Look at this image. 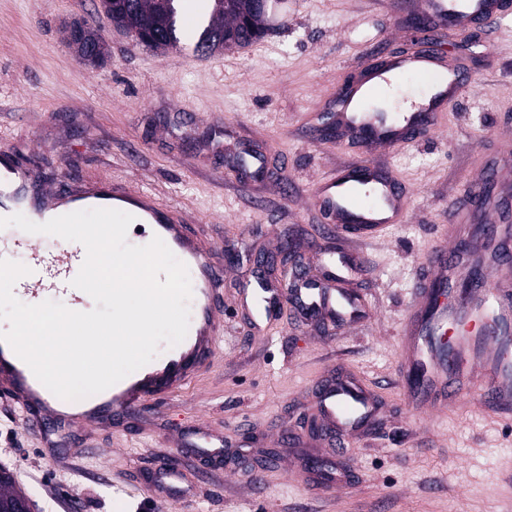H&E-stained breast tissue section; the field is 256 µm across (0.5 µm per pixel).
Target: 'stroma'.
Listing matches in <instances>:
<instances>
[{"label": "stroma", "instance_id": "35a3bbf8", "mask_svg": "<svg viewBox=\"0 0 512 512\" xmlns=\"http://www.w3.org/2000/svg\"><path fill=\"white\" fill-rule=\"evenodd\" d=\"M98 4L0 0V143L40 187L123 179L180 205L222 252L226 330L213 365L175 397L148 402L146 423L97 430L102 457L54 461L0 407V466L36 512H144L155 472L173 458L195 497L165 512H512V489L496 479L512 469V421L470 406L419 420L402 401L397 336L456 199L512 132V27L438 29L446 65L465 69L469 84L447 104L442 131L373 156L410 191L404 221L359 248L357 286L373 317L324 337L285 307L259 334L238 302L258 270L254 256L290 242L308 265L316 247L343 246L310 197L320 176L363 150L328 136L317 117L365 67L419 48L412 15L391 0H278L264 39L200 57L141 47L111 29ZM82 17L108 39L101 68L80 64L62 38L63 23ZM240 150L259 157V176L237 171ZM329 367L364 379L386 412L354 441L346 460L356 482L337 493L257 466L263 448L244 447L245 435L296 428ZM200 420L242 453L237 475H202L194 450L175 447Z\"/></svg>", "mask_w": 512, "mask_h": 512}]
</instances>
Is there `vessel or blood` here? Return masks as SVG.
<instances>
[{
  "label": "vessel or blood",
  "mask_w": 512,
  "mask_h": 512,
  "mask_svg": "<svg viewBox=\"0 0 512 512\" xmlns=\"http://www.w3.org/2000/svg\"><path fill=\"white\" fill-rule=\"evenodd\" d=\"M428 29L478 22L498 23L512 17V0H425L422 13ZM415 74L433 84L432 92L414 111L394 120L373 111L371 102L387 75ZM468 84L467 76L447 68L435 48L396 54L371 67L336 96L327 118L339 139L369 146L396 148L416 136L437 133L444 106ZM30 176L18 167L8 147H0V216L24 214L44 223L71 212L108 208L130 213L137 227L160 237L181 255L191 274L193 314L180 345L98 393L94 398L68 401L48 390L6 342L0 341V398L19 407V427L43 447L56 449L64 435L87 424L120 426L141 413L151 400L173 397L210 365L224 337V268L216 261L218 248L193 232L180 206L162 204L152 193L113 182L105 188L89 184L33 196ZM409 190L388 170L369 160L352 161L319 178L313 202L326 226L345 246L340 255L322 254L316 275L295 278L285 290L267 281L247 284L244 294L253 306V328L264 330L282 305H289L305 323L332 333L367 322L373 315L349 283L357 268V244L380 237L401 222ZM486 203L483 183L462 197L455 222L442 232L445 241L428 263V272L414 292L400 330L403 396L420 417L470 404L512 418V225H488L480 244L469 245L470 225ZM23 234L15 249L27 256L30 273L13 289L16 297L36 304L45 296L63 300L74 311L89 308L88 295L71 281L86 257L81 243L68 241L53 252ZM487 269L489 281L455 291L462 269ZM378 402L359 379L345 374L323 381L310 407L320 429L335 433L338 444L351 442L379 420ZM352 470L336 462L325 473H313L319 486L349 484ZM184 475L166 467L157 482L158 504L184 494Z\"/></svg>",
  "instance_id": "1"
}]
</instances>
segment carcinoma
<instances>
[{
    "mask_svg": "<svg viewBox=\"0 0 512 512\" xmlns=\"http://www.w3.org/2000/svg\"><path fill=\"white\" fill-rule=\"evenodd\" d=\"M182 0H100L101 12L123 28L134 39L151 36L152 50L169 51V43L186 42L193 51L211 55L229 47V41L246 47L264 36L270 25L272 6L260 10L253 0H208L210 11L201 15L192 34L183 30ZM64 38L80 62L90 68L103 66L108 57L107 46L100 44L98 29L86 19H73L63 25Z\"/></svg>",
    "mask_w": 512,
    "mask_h": 512,
    "instance_id": "obj_1",
    "label": "carcinoma"
}]
</instances>
